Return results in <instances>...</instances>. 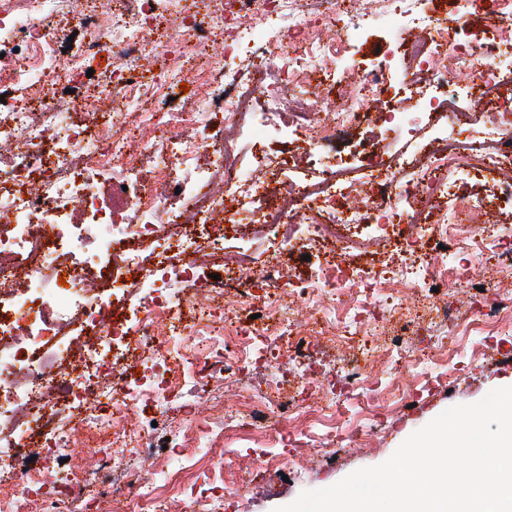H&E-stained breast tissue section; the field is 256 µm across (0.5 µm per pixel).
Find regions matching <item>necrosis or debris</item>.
<instances>
[{"mask_svg": "<svg viewBox=\"0 0 512 512\" xmlns=\"http://www.w3.org/2000/svg\"><path fill=\"white\" fill-rule=\"evenodd\" d=\"M422 0H0V503L21 512L34 485L52 489L51 512L110 480H122L129 512H151L158 486L131 466L153 445L155 426L194 461L223 447L227 433L267 437L272 421L336 436L337 385L358 394L362 424L379 408L407 401V378L456 372L447 338L411 346L406 335L456 309L470 331L512 333V225L493 224L488 204L448 189V170H466L436 141L428 161L401 177L397 138L424 118L448 129L449 103L466 98L495 151L487 172L512 203V98L488 105L475 88L499 82L512 55V0H492L488 28L456 42L447 21ZM398 20L394 60L362 69L354 34L379 17ZM335 26L325 37L321 24ZM269 39L252 59L261 79L236 77L235 50L254 28ZM167 46L160 72L142 61ZM346 57L338 76L324 61ZM405 92L382 112L393 63ZM287 105L291 125L319 159L318 175L288 180L289 159L252 151V172L237 168L233 136L242 120ZM223 122H215L216 114ZM371 127L367 172L327 166L336 144ZM123 180H113L114 169ZM431 223L418 222L423 209ZM195 224L208 226L192 237ZM295 225L297 245L273 249L250 270L249 289H209L183 318L184 301L157 283L189 277L205 259L226 280L240 265L224 238L240 227ZM398 247L383 262H354L363 225ZM334 238L311 280L287 278V261ZM139 294L135 338L113 317L106 290ZM84 329L86 354L65 369L69 338ZM126 338L129 373L109 360ZM361 351L362 366L313 361L318 342ZM233 382L256 364L273 372L268 392L219 403L216 364ZM158 371L160 381L146 380ZM194 400L185 401L186 386ZM179 415H171V404ZM66 410L64 419L48 410ZM27 453H19L20 444Z\"/></svg>", "mask_w": 512, "mask_h": 512, "instance_id": "necrosis-or-debris-1", "label": "necrosis or debris"}]
</instances>
